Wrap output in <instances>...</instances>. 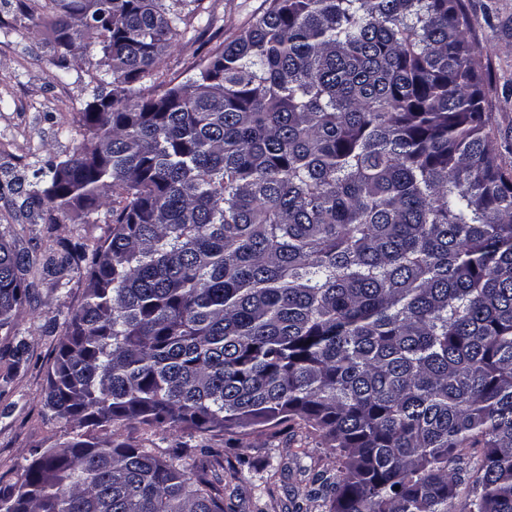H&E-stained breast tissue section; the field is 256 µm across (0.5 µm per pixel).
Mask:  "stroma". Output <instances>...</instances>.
Returning <instances> with one entry per match:
<instances>
[{
	"label": "stroma",
	"mask_w": 512,
	"mask_h": 512,
	"mask_svg": "<svg viewBox=\"0 0 512 512\" xmlns=\"http://www.w3.org/2000/svg\"><path fill=\"white\" fill-rule=\"evenodd\" d=\"M38 0H0V226L21 224L19 245L33 257L48 250L52 239L82 237L95 244L107 230L109 214L99 210L88 223L60 219L53 231L35 222L22 206L16 178L30 177L37 161L73 154L83 138L78 119L97 86L81 60L68 77L54 76L51 34L37 18ZM208 20L193 28L164 56L163 81L182 84L207 53L224 42L252 16L264 0H204ZM469 36L487 49L483 57L493 116V146L504 164H512V0H464ZM83 280L54 288L50 277L37 275L28 301L18 309L17 338L0 331V355L23 340L28 361L9 370L0 358V486L21 482L35 449L61 446L70 427L52 418L45 405L48 370L61 339L67 314L83 299ZM330 465L329 450L315 436L291 425L277 435L254 433L224 448V466L237 477L224 482V502L234 512H285L297 502L306 512H321L308 500L306 472L311 464ZM267 480L269 492L258 489Z\"/></svg>",
	"instance_id": "stroma-1"
}]
</instances>
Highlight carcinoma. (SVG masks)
<instances>
[{"label":"carcinoma","mask_w":512,"mask_h":512,"mask_svg":"<svg viewBox=\"0 0 512 512\" xmlns=\"http://www.w3.org/2000/svg\"><path fill=\"white\" fill-rule=\"evenodd\" d=\"M186 83L163 55L203 0H42L57 76L77 48L112 81L86 144L32 172L52 231L107 207L105 237L42 263L84 299L46 406L73 424L0 512H224L203 449L162 457L132 423L189 438L300 422L336 474L326 512H512V168L491 144L485 47L463 0H266ZM36 261L0 235V331ZM108 430L104 439L98 432ZM477 456L479 454H475L474 457L465 459V463L462 465V468L456 471L455 479L458 483V491H459V500H464L465 497L471 493L475 481L476 476V468H477Z\"/></svg>","instance_id":"carcinoma-1"}]
</instances>
